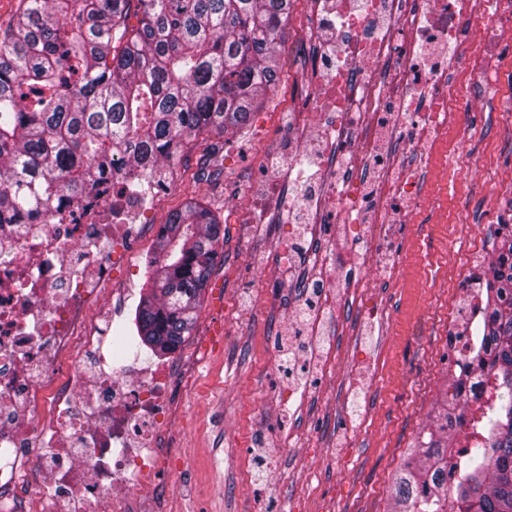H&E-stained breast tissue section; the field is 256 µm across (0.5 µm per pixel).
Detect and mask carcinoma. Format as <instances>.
<instances>
[{
    "instance_id": "1",
    "label": "carcinoma",
    "mask_w": 512,
    "mask_h": 512,
    "mask_svg": "<svg viewBox=\"0 0 512 512\" xmlns=\"http://www.w3.org/2000/svg\"><path fill=\"white\" fill-rule=\"evenodd\" d=\"M293 0H21L0 37V225L45 224L69 195H97L117 169L158 170L204 134L246 123L283 69ZM137 18L131 24V18ZM493 231L479 343L460 353L453 394L489 371L480 414L440 430L480 433L448 487V444L392 487L395 512H512V233ZM224 226L199 201L172 212L135 322L154 353L191 334L217 265Z\"/></svg>"
}]
</instances>
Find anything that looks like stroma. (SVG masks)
<instances>
[{"label":"stroma","mask_w":512,"mask_h":512,"mask_svg":"<svg viewBox=\"0 0 512 512\" xmlns=\"http://www.w3.org/2000/svg\"><path fill=\"white\" fill-rule=\"evenodd\" d=\"M282 62L275 91L225 133L222 150L209 152L214 138L205 135L164 164L168 192L148 223L165 224L193 198L219 217L225 204L246 206L244 185L288 141L275 112L293 99L291 73L308 65ZM422 177L393 275L366 263L361 299L339 301L331 314L336 368L324 378L291 385L281 367L300 354L294 334L304 320V290L280 246L287 225H225L195 326L177 348L194 380L180 387L157 441L178 454L177 470L165 499L134 492L130 512H392L391 487L416 459L422 427L441 424L455 360L443 340L452 307L471 300L470 250L491 253L489 228L512 224L511 82L479 89ZM147 277L144 267L115 274L114 323H133ZM367 304L385 315L353 334Z\"/></svg>","instance_id":"obj_1"}]
</instances>
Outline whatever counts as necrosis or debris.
I'll list each match as a JSON object with an SVG mask.
<instances>
[{
	"label": "necrosis or debris",
	"instance_id": "obj_1",
	"mask_svg": "<svg viewBox=\"0 0 512 512\" xmlns=\"http://www.w3.org/2000/svg\"><path fill=\"white\" fill-rule=\"evenodd\" d=\"M307 34L289 55L310 54L297 75L305 105L279 112L288 131L289 173H306L307 199L288 221L302 235L311 290L300 339L321 374L335 364L313 338L335 295L355 297L362 270L344 249L396 263V227L408 223L423 153L445 135L467 44L481 80L499 81L497 61L475 39L505 33L512 0H312ZM277 160L247 209L224 207L228 224L275 223L282 183ZM107 197L72 198L62 221L0 226V512H129L138 479L156 495L174 469L154 442L173 407L170 368L142 364L112 345V308L103 298L117 264L156 224H116Z\"/></svg>",
	"mask_w": 512,
	"mask_h": 512
}]
</instances>
